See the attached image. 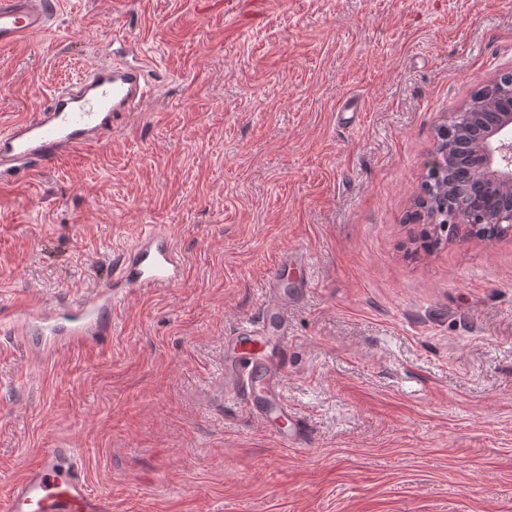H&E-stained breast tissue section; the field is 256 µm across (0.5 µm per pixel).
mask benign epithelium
<instances>
[{"label": "benign epithelium", "instance_id": "7a95c632", "mask_svg": "<svg viewBox=\"0 0 512 512\" xmlns=\"http://www.w3.org/2000/svg\"><path fill=\"white\" fill-rule=\"evenodd\" d=\"M459 154L461 171L448 183L454 199L451 213L439 228L451 224L466 233L488 224L512 231V74L489 81L481 93L454 114L440 131L431 161L433 177L448 170Z\"/></svg>", "mask_w": 512, "mask_h": 512}]
</instances>
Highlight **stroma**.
I'll return each mask as SVG.
<instances>
[{
  "label": "stroma",
  "instance_id": "obj_1",
  "mask_svg": "<svg viewBox=\"0 0 512 512\" xmlns=\"http://www.w3.org/2000/svg\"><path fill=\"white\" fill-rule=\"evenodd\" d=\"M108 48L155 93L0 181V305L93 292L151 225L182 280L82 351L0 330V477L76 448L112 512H512V235L427 252L408 220L440 128L512 73V0H57L0 49V123ZM285 250L310 265L282 322L261 304ZM249 324L307 453L246 411L260 387L224 392Z\"/></svg>",
  "mask_w": 512,
  "mask_h": 512
}]
</instances>
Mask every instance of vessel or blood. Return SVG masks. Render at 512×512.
<instances>
[{
    "label": "vessel or blood",
    "mask_w": 512,
    "mask_h": 512,
    "mask_svg": "<svg viewBox=\"0 0 512 512\" xmlns=\"http://www.w3.org/2000/svg\"><path fill=\"white\" fill-rule=\"evenodd\" d=\"M52 0H0V47L26 42L49 27ZM152 94L141 68L105 59L72 87L57 89L41 112L0 127V177L21 179L62 155L101 144L115 119ZM120 275L95 293L47 306L18 300L8 308L14 328L36 325L46 354L86 345L112 329L122 291L150 292L177 285L181 261L171 239L150 231L118 262ZM238 380L256 374L262 356L259 336L239 333ZM0 512H112L110 498L90 492L79 449L41 448L34 461L0 493Z\"/></svg>",
    "instance_id": "b4317fda"
}]
</instances>
